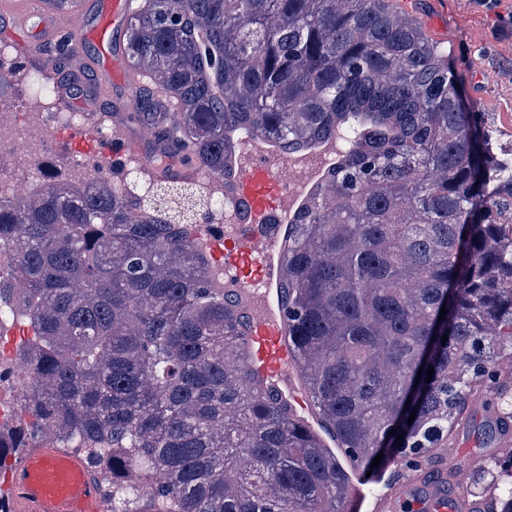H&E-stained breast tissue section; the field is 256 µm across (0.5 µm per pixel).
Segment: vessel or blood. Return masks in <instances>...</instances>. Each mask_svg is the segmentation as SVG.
<instances>
[{"label": "vessel or blood", "instance_id": "vessel-or-blood-1", "mask_svg": "<svg viewBox=\"0 0 512 512\" xmlns=\"http://www.w3.org/2000/svg\"><path fill=\"white\" fill-rule=\"evenodd\" d=\"M137 0H101L96 21H89L88 0H0V14L11 20L4 36L28 64L56 76L58 99L70 107V84L92 68L95 81L87 91L86 122L75 131L55 136L57 150L69 154L84 136L110 128L97 164L108 172H137L143 182L181 178L194 181L207 197L219 199L206 225L189 227L190 239L203 241L204 258L214 263L225 286L246 296V337L243 357L249 370L267 381L305 423L317 416L298 373L294 346L288 340L282 304L281 267L288 227L280 205L288 189L279 180L269 154L256 150L249 165L236 175L234 190L198 165L172 159L166 166L150 161L140 140L126 134L125 121L136 107L138 87L123 49V38ZM247 198L252 219L239 223L237 201ZM456 468L451 480L421 483L407 478L387 483L367 463L349 459L350 489L342 512H473L475 504L462 487L471 459L453 449ZM14 512H106L101 477L84 460L49 444L30 449L17 463L12 484Z\"/></svg>", "mask_w": 512, "mask_h": 512}]
</instances>
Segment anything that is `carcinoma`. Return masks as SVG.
Wrapping results in <instances>:
<instances>
[{
  "label": "carcinoma",
  "mask_w": 512,
  "mask_h": 512,
  "mask_svg": "<svg viewBox=\"0 0 512 512\" xmlns=\"http://www.w3.org/2000/svg\"><path fill=\"white\" fill-rule=\"evenodd\" d=\"M126 53L172 105L140 101L158 150L172 132L217 175L239 129L308 148L367 130L289 222L283 304L320 421L421 471L512 352V161L448 52L390 0H143ZM186 228L104 178L0 197V319L30 331L17 416L112 473V512H340L346 471L245 370L239 300ZM471 480L512 512V456Z\"/></svg>",
  "instance_id": "carcinoma-1"
}]
</instances>
